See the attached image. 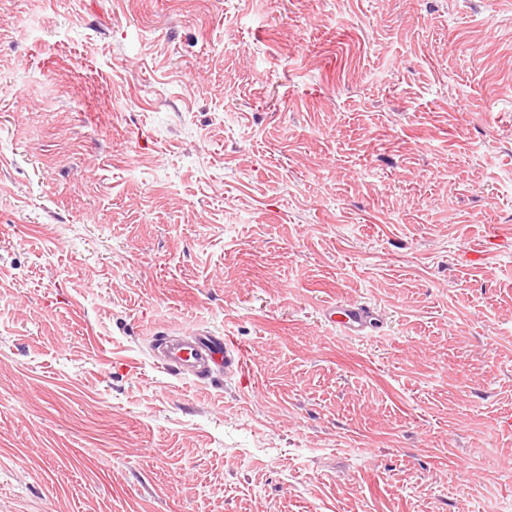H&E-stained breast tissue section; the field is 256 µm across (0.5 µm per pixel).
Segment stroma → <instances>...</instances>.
I'll list each match as a JSON object with an SVG mask.
<instances>
[{"mask_svg": "<svg viewBox=\"0 0 512 512\" xmlns=\"http://www.w3.org/2000/svg\"><path fill=\"white\" fill-rule=\"evenodd\" d=\"M0 512H512V0H0ZM328 318L349 333L380 329L379 320L368 306L357 303H339L327 307ZM188 342H165L164 361L168 368L179 374L187 368L203 365L209 372L212 366L224 369L235 365L237 370L244 366V354L224 337L195 333L188 336Z\"/></svg>", "mask_w": 512, "mask_h": 512, "instance_id": "stroma-1", "label": "stroma"}]
</instances>
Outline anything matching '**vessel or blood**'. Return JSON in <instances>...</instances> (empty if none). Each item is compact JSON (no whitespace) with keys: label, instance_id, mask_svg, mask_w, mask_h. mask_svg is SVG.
I'll return each instance as SVG.
<instances>
[{"label":"vessel or blood","instance_id":"vessel-or-blood-1","mask_svg":"<svg viewBox=\"0 0 512 512\" xmlns=\"http://www.w3.org/2000/svg\"><path fill=\"white\" fill-rule=\"evenodd\" d=\"M328 318L349 333L378 330L379 320L368 306L357 303H339L326 309ZM164 361L168 368L180 372L190 367L236 366L243 368L242 351L223 337L194 334L186 342L165 345Z\"/></svg>","mask_w":512,"mask_h":512}]
</instances>
